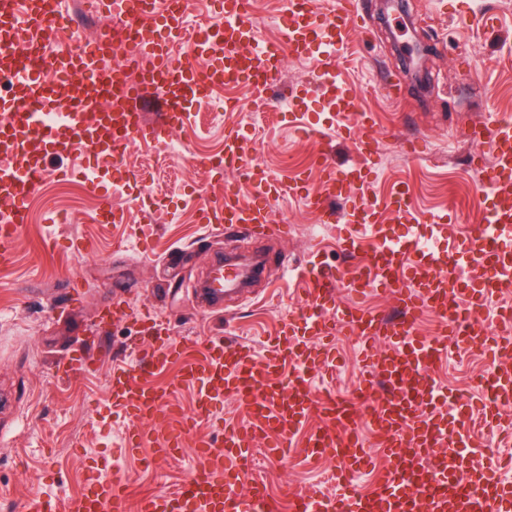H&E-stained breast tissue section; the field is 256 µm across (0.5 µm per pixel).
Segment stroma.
I'll use <instances>...</instances> for the list:
<instances>
[{"mask_svg": "<svg viewBox=\"0 0 512 512\" xmlns=\"http://www.w3.org/2000/svg\"><path fill=\"white\" fill-rule=\"evenodd\" d=\"M415 32L430 33L426 62L430 81L416 90L403 72L390 37L398 15L382 19L377 0H359L362 18L339 47L338 78L352 90L362 111L371 113L380 138V165L372 183L374 196L393 185L407 191L423 214L448 217L452 230L477 233L483 208L481 174L471 163L477 144L465 136L469 124L512 114V0H406ZM317 50L286 58L272 94L296 92L306 98V112H256L251 92L235 89L238 112L203 128H186L175 137L183 154L168 146L133 141L119 165H104L97 180L105 187L124 183L109 202L86 185L59 182L60 168L79 170L82 154L52 155L48 176L29 206V222L16 245L14 260L0 267V512H22L35 492L64 501L80 494L84 470L97 457L104 476H118L129 487L130 503L147 494L173 490L188 476V461L157 458L154 439L129 454L121 448L126 428L108 404L107 381L114 364L127 360L139 334L136 322L101 321L115 302L133 309L149 307L168 322L173 336L194 341L220 337L264 354L291 315L304 302L302 276L319 262L338 274V303L360 300L371 310L392 313L393 298L373 294L357 298L347 284L356 260L339 245V224L322 223L318 212L301 200L272 204L271 219L288 227L280 237L204 228L199 198H220L233 183L241 202L253 185L237 172L215 180L202 158L224 152L226 128L241 126L254 147L252 156L271 178L287 182L307 174L318 184L313 159L330 149L339 168L358 162L353 144L337 133L336 118L319 85ZM397 85L398 100L385 95ZM321 135L305 133L308 124ZM418 139L420 156L410 158L407 140ZM121 219L106 222L105 208ZM261 247L266 270L251 293L225 300V312L202 304L197 288L212 263L229 251ZM81 283L69 288V280ZM89 336L104 337L106 352L96 372L58 379L56 364ZM450 365L439 376L447 394L476 396L483 356L449 348ZM356 350L338 340L333 375L316 377L318 387L347 394L358 371ZM335 459L307 463L300 450L285 458L257 454L254 469L264 477L278 512H290L289 492L318 487Z\"/></svg>", "mask_w": 512, "mask_h": 512, "instance_id": "stroma-1", "label": "stroma"}]
</instances>
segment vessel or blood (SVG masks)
<instances>
[{"label":"vessel or blood","mask_w":512,"mask_h":512,"mask_svg":"<svg viewBox=\"0 0 512 512\" xmlns=\"http://www.w3.org/2000/svg\"><path fill=\"white\" fill-rule=\"evenodd\" d=\"M121 3L152 65L140 83H128L121 69L106 66L108 33L77 53L46 59L44 36L76 35L69 0H0V73L14 77L10 98L0 101V152L12 162L0 166V265L9 264L14 246L28 222V201L42 187L49 154L79 151L87 161L114 163L131 138L161 142L190 120L191 106L223 87L247 86L256 109L269 108L264 88L275 84L285 57H303L311 45L324 49L323 70L336 69V49L358 17L357 0H285L287 24L281 39L249 56L242 47L255 40L249 21L250 0H224L221 22L208 24L192 46V61L174 55L184 27L187 0H99L102 15ZM71 95L59 103L57 83ZM164 91L163 118L148 122L140 109L146 89ZM338 116L359 115L353 127L360 163L342 172L327 154H317L319 187L301 178L289 186H271L264 170L247 165V139L228 130L219 169L248 168L255 188L251 203L225 192L219 204L201 208L204 223L222 219L246 224L252 231L278 233L271 221L269 194L302 196L325 222L349 225L346 251L361 259L349 274L351 288L361 297L390 291L399 309L386 316L361 302L340 306L335 280L320 265L304 273L308 301L302 326L285 323L278 341L264 356L250 348L214 337L195 348L175 340L168 327L147 311L115 304L112 315L136 320L143 332L142 361L113 366L109 399L128 422L124 445L142 447L144 425H153L162 441L155 453L169 458L190 452L192 466L182 488L139 499L129 510L126 485L105 478L98 465L87 467L82 492L66 502L37 494L26 512H274L266 484L246 478L254 447L265 443L283 453L300 431L308 436L306 458L338 462L336 489H308L291 494L293 512H512V481L500 476L504 458L487 456L482 438L454 419L455 408L443 397L436 379L448 346L463 343L497 357L512 351V308L492 309L498 284L512 280V121L490 119L470 125L469 140L484 146L490 163L481 165L485 207L474 236L448 237L447 225L431 221L427 230L401 236L382 224L381 212L398 223L415 222L412 201L402 189L383 200L368 193L378 162V138L369 113L340 82L328 85ZM352 198L348 210L335 213L333 199ZM445 247H438V240ZM435 318V332L420 335L424 313ZM352 336L361 348L362 374L348 396L317 392L314 372L330 368L337 335ZM178 364L177 375L163 387L147 381V373L165 372ZM477 408L486 428H498L512 408V372L498 370L481 378ZM197 388L192 414L177 410L174 396L183 387ZM236 398L247 425L224 424V445L214 447L197 430L200 416H213L225 395ZM384 460L372 491L359 479L372 455ZM434 466H425L427 458ZM246 481V493L236 482Z\"/></svg>","instance_id":"vessel-or-blood-1"}]
</instances>
